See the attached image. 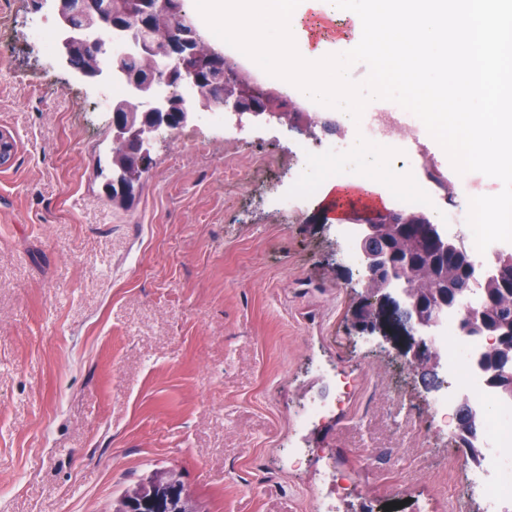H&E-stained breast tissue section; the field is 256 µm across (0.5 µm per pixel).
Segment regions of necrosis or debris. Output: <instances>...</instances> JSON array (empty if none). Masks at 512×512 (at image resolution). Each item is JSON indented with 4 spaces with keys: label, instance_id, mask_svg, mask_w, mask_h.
Returning <instances> with one entry per match:
<instances>
[{
    "label": "necrosis or debris",
    "instance_id": "obj_1",
    "mask_svg": "<svg viewBox=\"0 0 512 512\" xmlns=\"http://www.w3.org/2000/svg\"><path fill=\"white\" fill-rule=\"evenodd\" d=\"M475 23L477 39L471 50L472 63L476 70L488 74L489 79L484 86L487 102L493 105L497 102L498 87L490 75L501 69L506 59L502 53L491 52L487 46L484 12H477ZM447 131V125L438 115L412 110L403 97H392L390 108L385 112H353L337 107L335 138L322 143L316 152L302 151L292 183V196L316 195L319 182L313 175L315 159H335L351 143L393 146L403 136L414 135L425 140ZM431 165V159L422 153L402 157L401 168L407 174L401 197L403 211L432 210L441 222L453 227L458 224L463 209L474 210L484 205L475 173L463 165L447 174L451 203L445 207L438 206L436 197L421 189ZM433 344L447 357L448 386L445 391L431 393L426 401L427 408H450L449 397L454 394L464 398L471 409L480 413L482 454L479 459H469L464 463L470 476V489L488 504L512 501V457L503 454L505 448L512 446V400L504 399L489 389L474 364V356L484 348V341L461 336L457 318L451 314L445 319Z\"/></svg>",
    "mask_w": 512,
    "mask_h": 512
}]
</instances>
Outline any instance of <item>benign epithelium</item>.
Returning <instances> with one entry per match:
<instances>
[{
    "instance_id": "benign-epithelium-1",
    "label": "benign epithelium",
    "mask_w": 512,
    "mask_h": 512,
    "mask_svg": "<svg viewBox=\"0 0 512 512\" xmlns=\"http://www.w3.org/2000/svg\"><path fill=\"white\" fill-rule=\"evenodd\" d=\"M37 9L46 10L58 30L56 57L81 82L102 88L119 74L129 88L127 97L112 108V130L120 152L114 163L122 170L136 167L146 159L154 132L161 127H183L197 120L198 113L230 109L259 122H276L318 139L317 131H330L333 122L321 112H309L304 104L289 98L281 89L260 81L239 61L224 54V49L207 40L189 17L181 0H126L124 9L111 11L100 0H35ZM179 15L178 37L159 42L152 37L156 19ZM107 27L129 41L134 51L111 59L109 66L96 63L106 47L94 33ZM183 84L196 90L192 103L176 93ZM413 224L425 225L426 236L441 254L453 252L463 259L465 242L448 233L426 212L405 213L372 210L358 223L355 236L348 239V250L358 254V267L366 284V296L353 312L361 333L378 331L385 341L400 344L410 367L426 372L422 384L436 390L445 385L442 377L445 359L431 344L442 319L448 313L447 276H438L439 290L427 297L415 293L400 268L411 258L397 253L393 241L399 240ZM464 336H483L485 328L479 312L469 310L459 319ZM478 354L476 364L487 371L486 382L497 385L502 378L489 371L492 365L507 364ZM458 443L464 448L479 446V437L469 433L474 411L460 407L454 414ZM121 512H191L188 495L179 475L165 470L130 490Z\"/></svg>"
}]
</instances>
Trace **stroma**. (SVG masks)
Returning <instances> with one entry per match:
<instances>
[{"label": "stroma", "mask_w": 512, "mask_h": 512, "mask_svg": "<svg viewBox=\"0 0 512 512\" xmlns=\"http://www.w3.org/2000/svg\"><path fill=\"white\" fill-rule=\"evenodd\" d=\"M35 19L51 16L0 0V512H113L168 469L197 512H484L450 415L353 326L359 207L277 205L316 141L228 111L153 139L134 202L114 204L101 91L30 40ZM333 58L360 110L403 84L369 52ZM330 373L353 397L305 422Z\"/></svg>", "instance_id": "1"}]
</instances>
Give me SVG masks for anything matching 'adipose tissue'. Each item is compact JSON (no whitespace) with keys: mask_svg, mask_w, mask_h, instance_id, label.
Wrapping results in <instances>:
<instances>
[{"mask_svg":"<svg viewBox=\"0 0 512 512\" xmlns=\"http://www.w3.org/2000/svg\"><path fill=\"white\" fill-rule=\"evenodd\" d=\"M390 0H371L369 16L347 15L345 0H298L295 8L280 9L274 0H207L202 12L205 28L226 22L238 24L237 44L247 45L251 60L271 61L285 74L287 91L314 86L319 98L341 99L349 90L335 66L327 61L326 49L332 33L322 31L323 23L340 25L350 19L351 32L359 43L375 46L381 60H392L407 81H415L426 68L452 64L457 80L452 87H440L428 94L430 111L448 115L449 131L476 128V118L459 111L455 94L469 92L471 64L465 55L473 41L474 0H437L428 11L426 0H415L409 15L392 12ZM321 29L313 38V29Z\"/></svg>","mask_w":512,"mask_h":512,"instance_id":"adipose-tissue-1","label":"adipose tissue"}]
</instances>
